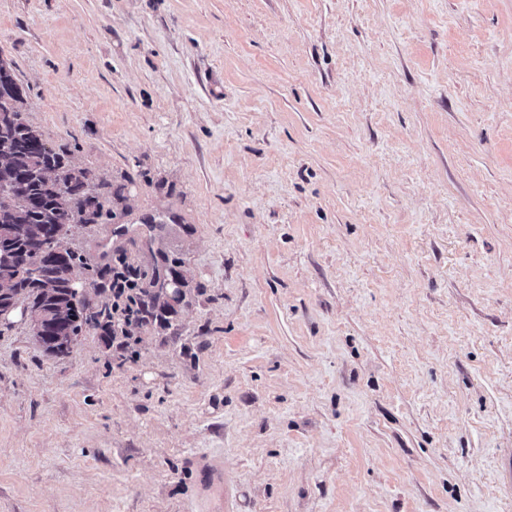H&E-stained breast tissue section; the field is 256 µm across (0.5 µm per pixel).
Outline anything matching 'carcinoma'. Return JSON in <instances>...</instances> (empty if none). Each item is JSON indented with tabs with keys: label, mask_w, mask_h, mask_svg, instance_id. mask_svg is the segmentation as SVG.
Here are the masks:
<instances>
[{
	"label": "carcinoma",
	"mask_w": 512,
	"mask_h": 512,
	"mask_svg": "<svg viewBox=\"0 0 512 512\" xmlns=\"http://www.w3.org/2000/svg\"><path fill=\"white\" fill-rule=\"evenodd\" d=\"M9 112L12 119L0 124V250L12 252L18 266L29 265L44 274L42 287L35 288L25 278L4 283L0 270V307L28 305L35 316L46 322L49 334L37 338L44 350L55 357H66L64 351L55 352L45 346L58 329L81 333L85 329L101 330L112 339L137 340L136 334L151 323L165 325L176 313V306L184 301L181 289L171 288L167 281L179 274L180 261L162 255L165 272L147 275L128 260L124 251L112 255V265L92 267L83 254L64 245L65 256L52 259L48 245L55 238L65 241L74 224H119L127 214L117 205L126 200L124 186L98 180L87 167L71 163L66 148L42 147V132L28 122L25 116V97L0 93V113ZM59 265L93 269L89 295L78 301L80 308L69 318L68 289L56 284L52 277ZM133 271L137 286L128 290L129 298L121 303L133 310L127 319L111 315L112 306L98 303L92 296L113 293L107 282L109 272Z\"/></svg>",
	"instance_id": "carcinoma-1"
}]
</instances>
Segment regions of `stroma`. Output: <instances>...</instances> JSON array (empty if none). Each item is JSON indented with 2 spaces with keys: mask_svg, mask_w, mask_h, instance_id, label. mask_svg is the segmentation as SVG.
I'll return each instance as SVG.
<instances>
[{
  "mask_svg": "<svg viewBox=\"0 0 512 512\" xmlns=\"http://www.w3.org/2000/svg\"><path fill=\"white\" fill-rule=\"evenodd\" d=\"M48 146L179 259L136 352L0 327V512H512V0H0ZM202 501L207 512H223L228 509L224 499V462L219 458L201 457L198 462Z\"/></svg>",
  "mask_w": 512,
  "mask_h": 512,
  "instance_id": "obj_1",
  "label": "stroma"
}]
</instances>
